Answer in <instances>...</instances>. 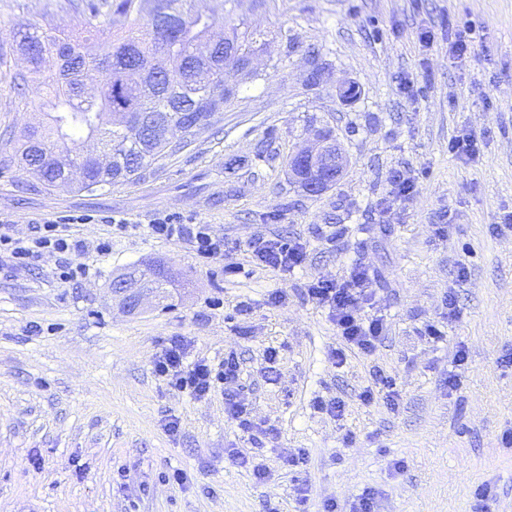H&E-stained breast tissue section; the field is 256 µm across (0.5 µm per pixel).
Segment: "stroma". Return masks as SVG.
Listing matches in <instances>:
<instances>
[{"label":"stroma","mask_w":512,"mask_h":512,"mask_svg":"<svg viewBox=\"0 0 512 512\" xmlns=\"http://www.w3.org/2000/svg\"><path fill=\"white\" fill-rule=\"evenodd\" d=\"M263 46L257 75L187 149L103 196L50 192L16 167L0 174V225L77 211L122 218L133 232L77 224L88 243L111 237L88 275L63 286L54 256L0 270V512H349L372 489L378 512H512V0H226ZM87 16L57 0H0V48L30 23L83 32ZM473 28L471 52L448 53L446 24ZM429 30L431 46L418 35ZM293 52H286V45ZM325 69L307 86L309 56ZM348 81L353 96L337 85ZM331 128L348 166L309 196L288 181V159ZM478 137L473 159L450 142ZM408 169L409 199L383 213L390 175ZM169 215L208 224L238 246L241 272L188 245L149 237ZM345 236L327 243L330 231ZM278 233L307 248L280 276L250 262L253 237ZM169 268L164 302L136 312L113 296L114 277L146 263ZM366 267L388 332L371 355L331 354L340 340L327 309L307 302L314 278ZM465 279H458V269ZM282 293L272 303L273 293ZM455 294L459 315L444 319ZM249 314H239L240 302ZM444 326L442 342L418 333ZM175 337L195 359L234 352L253 419L271 429L264 478L241 467L251 445L220 394L198 400L153 370ZM464 349L463 364L453 362ZM278 378L265 381L268 352ZM395 378L397 406L365 402L370 372ZM459 386L449 390L448 376ZM341 398L343 417L318 410ZM304 451L302 469L288 455ZM183 470L176 485L166 477Z\"/></svg>","instance_id":"stroma-1"}]
</instances>
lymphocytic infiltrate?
I'll list each match as a JSON object with an SVG mask.
<instances>
[{"mask_svg": "<svg viewBox=\"0 0 512 512\" xmlns=\"http://www.w3.org/2000/svg\"><path fill=\"white\" fill-rule=\"evenodd\" d=\"M92 214L69 216L66 223L48 220L33 225L30 236L21 238L6 231L0 232V267L22 269L32 267L43 254L59 255L60 261L52 275L59 284L67 285L87 275L88 268L83 258L87 243L70 234L72 224H92ZM149 234L156 239L183 242L204 259L220 262L230 251L223 237L213 233L207 224H179L173 218H156L147 226ZM258 265L272 272L285 275L300 267L307 259V250L299 240L280 234L262 235L252 238L247 244ZM308 302L328 309L341 337L343 348L334 350V365H342L345 351L357 349L362 354H371L378 341L387 333L388 325L383 315L365 319L362 308L374 305L376 290L368 270L361 266L350 268L347 275L313 279L305 290ZM156 372L166 377L170 384L183 392L202 399L211 392H220L224 399V411L236 422L238 428L248 433L254 447H263L251 411L241 391L242 363L237 355L230 354L211 362L189 360L181 341H172L155 361Z\"/></svg>", "mask_w": 512, "mask_h": 512, "instance_id": "f902f5d3", "label": "lymphocytic infiltrate"}]
</instances>
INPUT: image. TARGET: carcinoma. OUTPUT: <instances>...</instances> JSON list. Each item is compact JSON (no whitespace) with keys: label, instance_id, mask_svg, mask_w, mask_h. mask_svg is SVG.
Returning <instances> with one entry per match:
<instances>
[{"label":"carcinoma","instance_id":"obj_1","mask_svg":"<svg viewBox=\"0 0 512 512\" xmlns=\"http://www.w3.org/2000/svg\"><path fill=\"white\" fill-rule=\"evenodd\" d=\"M104 6V20L88 24L84 36L40 33L35 24L22 34L27 67L14 69L10 88L21 108L38 103L46 122L18 137L9 127L0 134V173L17 161L49 190L102 195L181 152L168 141L169 129L187 117L200 124L224 110L236 94L227 73L242 80L255 75L237 67L254 54V37L224 11V0L216 9L200 0H112ZM49 60L60 73L42 79ZM77 136L97 140L108 156L105 164L87 162L80 180L70 175L68 146ZM152 270L146 286L162 298L168 272L158 263Z\"/></svg>","mask_w":512,"mask_h":512}]
</instances>
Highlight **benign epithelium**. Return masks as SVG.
I'll return each mask as SVG.
<instances>
[{
	"label": "benign epithelium",
	"instance_id": "benign-epithelium-1",
	"mask_svg": "<svg viewBox=\"0 0 512 512\" xmlns=\"http://www.w3.org/2000/svg\"><path fill=\"white\" fill-rule=\"evenodd\" d=\"M347 159L339 143L316 135L315 141L303 146L288 159V167L300 169L308 174L309 181L303 191L309 195L325 192L339 179L346 167ZM112 292L121 298L125 308H142L152 295L146 288H137L118 277L112 281Z\"/></svg>",
	"mask_w": 512,
	"mask_h": 512
}]
</instances>
